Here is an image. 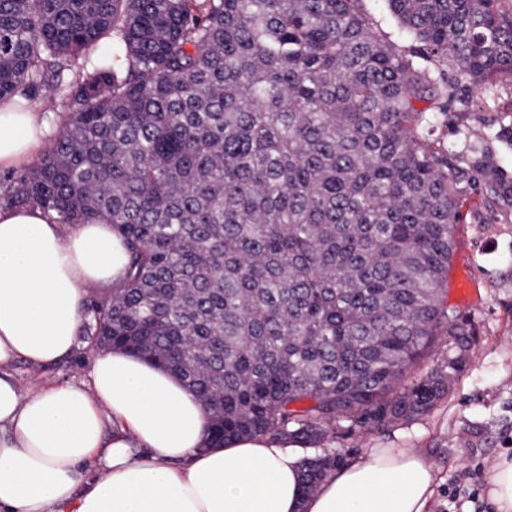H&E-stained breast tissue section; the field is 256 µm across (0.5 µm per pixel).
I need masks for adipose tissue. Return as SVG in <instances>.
<instances>
[{
    "instance_id": "ef3b65f1",
    "label": "adipose tissue",
    "mask_w": 512,
    "mask_h": 512,
    "mask_svg": "<svg viewBox=\"0 0 512 512\" xmlns=\"http://www.w3.org/2000/svg\"><path fill=\"white\" fill-rule=\"evenodd\" d=\"M48 134L34 107L0 102V168L31 163ZM125 262L110 224L0 209V512H431L436 474L419 449H363L308 494L284 443L206 447L193 394L123 351L96 357L86 381L22 392L11 366L67 358L89 288Z\"/></svg>"
}]
</instances>
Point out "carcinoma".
<instances>
[{"mask_svg": "<svg viewBox=\"0 0 512 512\" xmlns=\"http://www.w3.org/2000/svg\"><path fill=\"white\" fill-rule=\"evenodd\" d=\"M0 0V99L42 85L63 125L0 207L107 220L128 261L85 304V353L176 374L209 445L317 447L315 490L346 463L336 425L427 415L466 363L444 305L466 197L512 212V172L434 138L475 90L512 78L504 0ZM112 41L108 63L87 52ZM445 336L453 355L413 368ZM364 7L373 29L384 40L396 45H404L408 42L406 33L391 13L387 0H365Z\"/></svg>", "mask_w": 512, "mask_h": 512, "instance_id": "obj_1", "label": "carcinoma"}]
</instances>
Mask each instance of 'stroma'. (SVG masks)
<instances>
[{
	"label": "stroma",
	"mask_w": 512,
	"mask_h": 512,
	"mask_svg": "<svg viewBox=\"0 0 512 512\" xmlns=\"http://www.w3.org/2000/svg\"><path fill=\"white\" fill-rule=\"evenodd\" d=\"M509 112L512 81L503 79L460 114L458 125L491 136L501 166L512 171V147L493 138ZM461 211L446 300L476 332L466 366L426 416L367 434L340 435L334 445L352 457L393 443L421 449L438 468L432 512H495L487 496L488 471L500 456L512 457V213L491 212L478 195L465 200ZM477 213L490 214V222H474ZM91 365L72 355L45 369L20 363L13 374L26 392L86 380Z\"/></svg>",
	"instance_id": "1"
}]
</instances>
